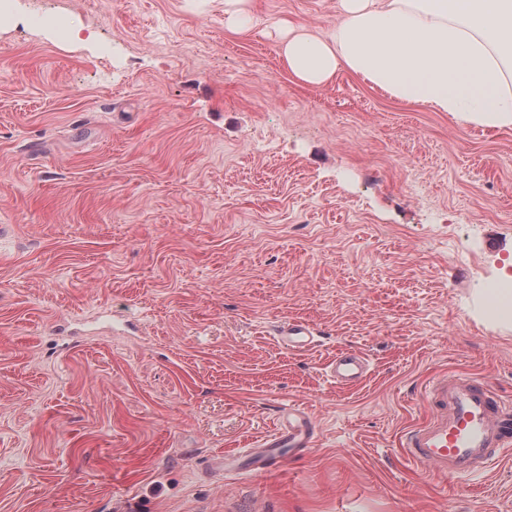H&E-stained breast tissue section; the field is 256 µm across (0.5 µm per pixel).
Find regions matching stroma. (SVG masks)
Returning a JSON list of instances; mask_svg holds the SVG:
<instances>
[{
    "label": "stroma",
    "mask_w": 512,
    "mask_h": 512,
    "mask_svg": "<svg viewBox=\"0 0 512 512\" xmlns=\"http://www.w3.org/2000/svg\"><path fill=\"white\" fill-rule=\"evenodd\" d=\"M0 6V512H512V450L445 478L399 445L433 376L512 400V128L292 77L278 28L336 0ZM289 402L312 448L221 467ZM278 342L289 350H303L312 347L316 342L312 331L306 326L286 323L276 329ZM330 366L336 381L343 385L359 382L366 370L364 358L352 351L336 355V359Z\"/></svg>",
    "instance_id": "35a3bbf8"
}]
</instances>
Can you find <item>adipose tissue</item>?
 <instances>
[{"label":"adipose tissue","mask_w":512,"mask_h":512,"mask_svg":"<svg viewBox=\"0 0 512 512\" xmlns=\"http://www.w3.org/2000/svg\"><path fill=\"white\" fill-rule=\"evenodd\" d=\"M321 36L280 46L296 79L324 84L338 70L392 98L463 125L512 128V0H337Z\"/></svg>","instance_id":"ef3b65f1"}]
</instances>
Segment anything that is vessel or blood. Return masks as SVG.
<instances>
[{"label":"vessel or blood","mask_w":512,"mask_h":512,"mask_svg":"<svg viewBox=\"0 0 512 512\" xmlns=\"http://www.w3.org/2000/svg\"><path fill=\"white\" fill-rule=\"evenodd\" d=\"M285 348L312 347L306 326L287 323L276 329ZM363 357L348 351L337 355L331 371L337 382L350 385L365 373ZM429 412L406 431L400 445L417 465L444 476H469L486 468L501 451L512 447V402L504 400L486 379L445 374L434 377L425 391ZM318 426L310 413L289 404L272 433L239 456L242 468L262 471L285 458L287 451L313 447Z\"/></svg>","instance_id":"vessel-or-blood-1"}]
</instances>
